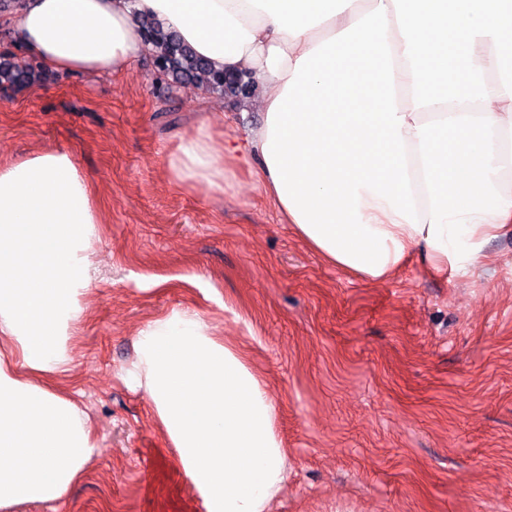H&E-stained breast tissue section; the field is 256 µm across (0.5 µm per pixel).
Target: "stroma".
<instances>
[{
	"label": "stroma",
	"instance_id": "35a3bbf8",
	"mask_svg": "<svg viewBox=\"0 0 512 512\" xmlns=\"http://www.w3.org/2000/svg\"><path fill=\"white\" fill-rule=\"evenodd\" d=\"M245 93L157 80L154 60L0 89V162L72 154L100 212L65 384L101 453L14 512H207L144 388L137 336L174 311L235 347L275 405L288 476L266 512H512V226L468 272L420 253L383 281L328 263L232 161L178 184L181 138L261 123Z\"/></svg>",
	"mask_w": 512,
	"mask_h": 512
}]
</instances>
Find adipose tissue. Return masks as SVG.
Returning <instances> with one entry per match:
<instances>
[{
    "label": "adipose tissue",
    "instance_id": "1",
    "mask_svg": "<svg viewBox=\"0 0 512 512\" xmlns=\"http://www.w3.org/2000/svg\"><path fill=\"white\" fill-rule=\"evenodd\" d=\"M140 15L260 88L259 126L221 143L202 126L166 155L179 182L223 190L240 160L301 239L374 281L413 251L467 270L512 223V0H26L10 21L42 65L99 74L145 51ZM97 222L68 152L0 163V512L61 500L98 453L48 384L71 361ZM129 376L208 512H265L288 462L240 355L175 311L140 331Z\"/></svg>",
    "mask_w": 512,
    "mask_h": 512
}]
</instances>
